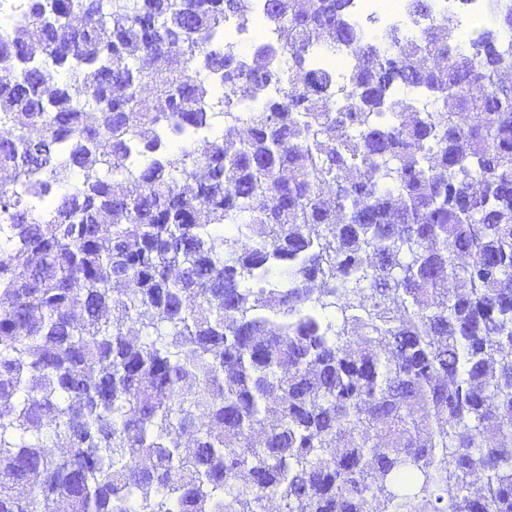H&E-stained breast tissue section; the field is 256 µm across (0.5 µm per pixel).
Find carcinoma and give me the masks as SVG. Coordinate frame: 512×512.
Returning <instances> with one entry per match:
<instances>
[{
  "label": "carcinoma",
  "instance_id": "obj_1",
  "mask_svg": "<svg viewBox=\"0 0 512 512\" xmlns=\"http://www.w3.org/2000/svg\"><path fill=\"white\" fill-rule=\"evenodd\" d=\"M490 4L462 46L407 0L414 36L381 47L351 0H264L277 38L244 68L224 23L255 0L12 3L0 512H512ZM317 45L352 49L343 82Z\"/></svg>",
  "mask_w": 512,
  "mask_h": 512
}]
</instances>
